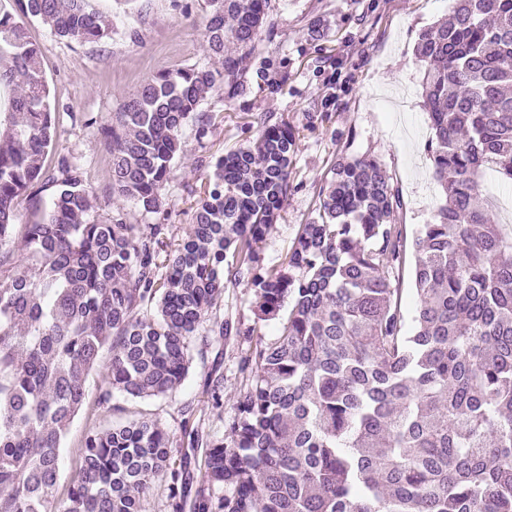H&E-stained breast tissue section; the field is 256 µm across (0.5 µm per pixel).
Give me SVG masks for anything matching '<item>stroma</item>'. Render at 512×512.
Instances as JSON below:
<instances>
[{
	"instance_id": "1",
	"label": "stroma",
	"mask_w": 512,
	"mask_h": 512,
	"mask_svg": "<svg viewBox=\"0 0 512 512\" xmlns=\"http://www.w3.org/2000/svg\"><path fill=\"white\" fill-rule=\"evenodd\" d=\"M108 31L95 43L56 36L50 26L27 18L30 39L40 50V67L49 84L56 131L45 159L48 178L35 194L15 203L20 220H28L34 203L50 204L57 187L59 160L76 167L90 190L83 216L91 223L123 212L133 224H169L172 238L185 236L196 203L206 189L210 161L248 146L265 117L285 119L298 150L291 175L294 189L274 230L258 242L266 265L279 264L300 225L317 216L330 170L342 157L376 159L401 195L396 223L415 238L443 202L432 175L428 109L422 96L423 67L415 55L419 33L447 17L454 0H268L271 41L261 42L243 63L246 91L233 101L209 94L199 109L211 113L206 135L195 125L181 134V152L170 180L160 191V211L146 214L134 200L112 196L111 141L103 132L141 85L157 73L177 68L221 69L204 39L206 0H89ZM253 290L226 278L224 297L214 316L232 317L254 327L250 336L206 341L205 328L191 338L192 362L182 385L163 397L112 396V410L95 405L102 385L98 374L86 381L88 401L74 418L61 456L59 497H66L79 469L82 444L89 431H103L140 416L151 417L170 437L198 429L209 438L228 437L235 415L233 396L244 388L238 363L257 340H273L277 322L256 320ZM224 376L222 404H214L205 380L212 370ZM205 451L171 450L169 464L152 479L141 498V512H173L172 474L188 468L187 499L209 490Z\"/></svg>"
}]
</instances>
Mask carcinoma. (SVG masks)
Instances as JSON below:
<instances>
[{
	"mask_svg": "<svg viewBox=\"0 0 512 512\" xmlns=\"http://www.w3.org/2000/svg\"><path fill=\"white\" fill-rule=\"evenodd\" d=\"M0 12V86L27 90L0 112V512H140V494L167 466L172 442L142 416L87 435L78 474L57 496L61 451L100 372L98 408L118 390L160 397L184 380L190 339L209 322L217 340L254 329L209 311L224 275L247 281L254 314L292 309L279 335L239 363L230 441L184 432L205 448L206 476L224 495L193 512H512V235L481 190L488 171L512 181V0H455L419 35L433 178L446 195L413 242L417 306L407 323L396 269L407 237L401 206L371 158L332 168L319 219L301 225L277 266L257 242L291 191L296 140L288 121H263L252 149L230 150L179 242L167 224L124 214L80 224L89 192L59 161L48 208L17 224L15 201L44 180L55 123L39 48L23 18L63 38L107 36L88 0H16ZM204 38L224 70L157 74L116 113L112 194L145 213L193 123L203 135L210 93L244 91L242 57L267 28L268 0H207ZM28 246L14 259L15 233ZM111 355L100 361L103 348Z\"/></svg>",
	"mask_w": 512,
	"mask_h": 512,
	"instance_id": "carcinoma-1",
	"label": "carcinoma"
}]
</instances>
